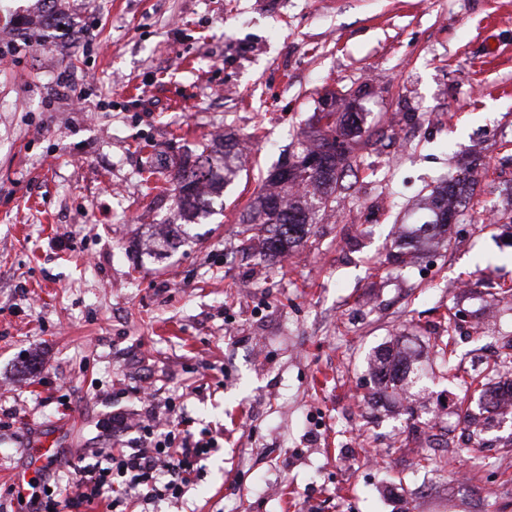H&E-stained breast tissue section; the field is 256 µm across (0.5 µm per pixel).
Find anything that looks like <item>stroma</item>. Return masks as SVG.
<instances>
[{"instance_id": "1", "label": "stroma", "mask_w": 512, "mask_h": 512, "mask_svg": "<svg viewBox=\"0 0 512 512\" xmlns=\"http://www.w3.org/2000/svg\"><path fill=\"white\" fill-rule=\"evenodd\" d=\"M331 91L363 117L345 190L252 257L245 207ZM216 129L252 144L222 209L143 254ZM473 159L444 239L389 261ZM389 345L429 378L413 402L375 391ZM494 364L512 380V0H0V512H36L8 490L42 437L65 499L88 449L139 445L104 420L163 429L170 400L217 446L117 512H512V424L470 453L459 423Z\"/></svg>"}]
</instances>
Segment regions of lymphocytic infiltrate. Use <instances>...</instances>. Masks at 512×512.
I'll list each match as a JSON object with an SVG mask.
<instances>
[{
    "mask_svg": "<svg viewBox=\"0 0 512 512\" xmlns=\"http://www.w3.org/2000/svg\"><path fill=\"white\" fill-rule=\"evenodd\" d=\"M120 427L139 433L143 447L109 451L104 462L85 465L70 507L93 503L107 493L115 506L137 493L146 500L180 498L194 480L197 462L215 446L214 440H197L188 433H156L152 424L138 419L121 421Z\"/></svg>",
    "mask_w": 512,
    "mask_h": 512,
    "instance_id": "1",
    "label": "lymphocytic infiltrate"
}]
</instances>
